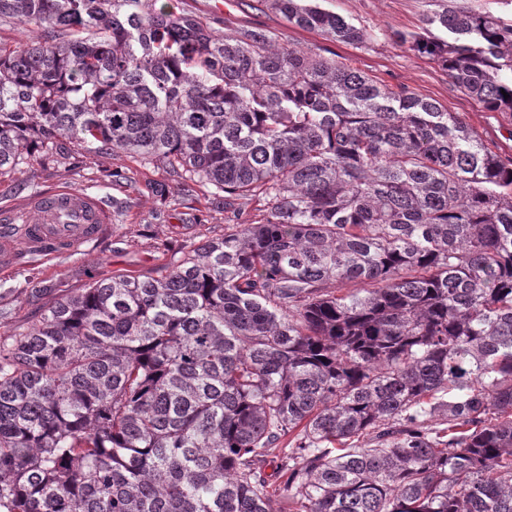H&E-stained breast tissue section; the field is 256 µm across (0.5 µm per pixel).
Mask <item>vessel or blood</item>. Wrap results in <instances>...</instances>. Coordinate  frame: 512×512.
<instances>
[{"label":"vessel or blood","mask_w":512,"mask_h":512,"mask_svg":"<svg viewBox=\"0 0 512 512\" xmlns=\"http://www.w3.org/2000/svg\"><path fill=\"white\" fill-rule=\"evenodd\" d=\"M110 220L103 199L65 188L37 195L22 211L0 216V267L24 254L48 258L76 250L97 239Z\"/></svg>","instance_id":"1"}]
</instances>
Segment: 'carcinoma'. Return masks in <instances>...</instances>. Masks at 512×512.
<instances>
[{"instance_id": "carcinoma-1", "label": "carcinoma", "mask_w": 512, "mask_h": 512, "mask_svg": "<svg viewBox=\"0 0 512 512\" xmlns=\"http://www.w3.org/2000/svg\"><path fill=\"white\" fill-rule=\"evenodd\" d=\"M157 2L0 0V27L42 30L0 43V172L69 143L164 161L228 213L159 276L0 338V512H512V160L434 101ZM435 21L453 41L411 48L512 118V24Z\"/></svg>"}]
</instances>
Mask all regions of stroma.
Masks as SVG:
<instances>
[{
    "label": "stroma",
    "instance_id": "35a3bbf8",
    "mask_svg": "<svg viewBox=\"0 0 512 512\" xmlns=\"http://www.w3.org/2000/svg\"><path fill=\"white\" fill-rule=\"evenodd\" d=\"M161 2L177 13L206 16L220 33L242 27L271 31L279 42L336 57L377 84L434 100L443 110L458 113L492 151L512 157V121L469 98L438 62L400 41L410 34L450 40L447 30L431 22L448 8L463 7L512 24V0H319L322 8L366 32V41L358 45L288 24L267 0ZM158 186L173 193V202L161 204L154 192ZM65 187L122 202L121 220L107 224L97 240L80 250L48 260L25 255L13 270L0 271L1 337L38 320L51 298L112 273L157 276L181 259L184 248L224 232L225 213L213 204L207 188L178 190L162 164L144 165L120 153L80 157L75 170L64 163H36L1 174L0 211L22 207L33 193Z\"/></svg>",
    "mask_w": 512,
    "mask_h": 512
}]
</instances>
